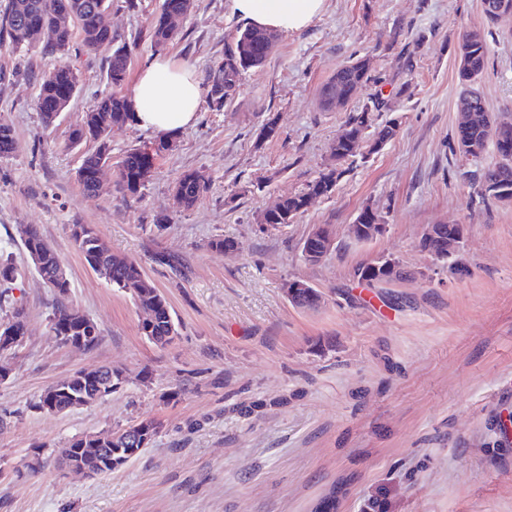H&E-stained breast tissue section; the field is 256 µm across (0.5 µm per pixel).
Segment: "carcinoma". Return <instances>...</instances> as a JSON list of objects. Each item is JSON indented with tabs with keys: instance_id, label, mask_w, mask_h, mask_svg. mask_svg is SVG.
I'll return each mask as SVG.
<instances>
[{
	"instance_id": "obj_1",
	"label": "carcinoma",
	"mask_w": 512,
	"mask_h": 512,
	"mask_svg": "<svg viewBox=\"0 0 512 512\" xmlns=\"http://www.w3.org/2000/svg\"><path fill=\"white\" fill-rule=\"evenodd\" d=\"M112 7V0H5L0 8V42L9 43L15 50L40 48L48 52L66 53L74 41V33L81 36L78 53L87 57L105 54L106 77L115 87L122 85L132 62L137 43L128 42L103 27L100 14ZM190 0H162L161 11L156 14L148 29L151 42L156 48L166 47L175 39L177 32L168 27L165 18L169 15L184 16ZM484 13L489 22L495 24L504 17L512 16V0H484ZM275 33L262 29L246 28L235 38L234 46L224 52V59L208 77V97L216 109L236 94L243 74L261 65L267 58V45ZM488 47L486 35L478 31H464L458 45V79L462 86L457 111L464 121L457 126V144L465 145L459 152L475 160L483 158L488 138L494 136L497 152L475 171L478 197L481 201L495 199L512 200V123H499L487 111L482 96L475 89L487 63ZM372 80L371 65L366 59H357L336 70L320 92L322 105L326 108L347 104L356 90ZM79 73L68 62L59 64L39 81L36 107L45 126L52 124L50 113L57 110L64 99L76 95ZM385 101L379 96L368 98L357 114L350 117L343 135L331 146L333 159L346 160L362 154L363 148L374 152L395 135V125H385L374 132L375 141L367 144L366 130L372 127L374 113L382 111ZM130 121L129 98L108 94L96 98L88 107L83 122L70 133V145L77 147L87 141L95 143L94 150L83 157L78 168L77 179L83 190L94 195L98 192L99 165L105 156L112 154L109 133L114 125H125ZM169 142L161 137L157 151L150 154L144 148H131L120 162L116 188L121 197L137 196L145 186L144 171L150 169L159 156V151ZM16 148L13 128L0 123V158L12 155ZM344 170L331 165L309 182L298 193L280 198L279 209L268 216L269 224H292L297 217L317 199L330 196L336 188ZM175 200L183 208L192 207L208 190V181L195 170L183 172L175 182ZM71 238L84 258L98 257L112 272L113 287L131 295L136 305L154 313L152 331L145 337L154 336L156 346L170 343L177 329L166 298L147 280L142 267L134 260L112 253L102 242L90 224H72ZM452 229L445 228L437 237L419 241L421 251L439 263L456 270L457 261L448 256V236ZM22 246L28 257H42L41 265L33 267L45 283L54 278V266L58 256L51 244L38 228L30 225L23 231ZM355 277L369 285L392 281L382 265L363 262L354 270ZM18 278V269L10 255L0 251V287L9 288ZM69 318L60 323L51 320L55 335L60 341L77 350H90L100 340L97 325L78 307L65 308ZM27 313L21 306L12 307L0 327L16 332L25 331ZM69 392L51 385L40 395L36 408L45 412L49 402L57 403L58 411L64 412L82 405L88 406L112 394L120 371L102 367L96 372L77 371L69 376ZM153 438L158 424L153 420L133 423L123 429L101 430L85 433L80 439L59 449L58 464L68 468L76 460L90 464L91 475L97 476L112 471L113 466L122 465L139 455L143 447L129 440L131 432Z\"/></svg>"
}]
</instances>
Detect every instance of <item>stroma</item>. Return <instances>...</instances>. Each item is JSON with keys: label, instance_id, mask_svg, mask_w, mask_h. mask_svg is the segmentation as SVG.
I'll use <instances>...</instances> for the list:
<instances>
[{"label": "stroma", "instance_id": "1", "mask_svg": "<svg viewBox=\"0 0 512 512\" xmlns=\"http://www.w3.org/2000/svg\"><path fill=\"white\" fill-rule=\"evenodd\" d=\"M137 3L114 0L110 14L113 33L137 43L124 84L111 88L102 57L78 60V92L48 127L36 79L61 55L0 44V121L16 137L0 159V250L21 271L8 295L27 312L26 340L0 383V512H512V435L499 430L512 416V202L481 203L470 179L477 161L452 151L463 31L485 32L478 88L488 112L512 122V17L489 23L482 0H326L306 29L278 35L223 109L203 103L138 198L116 193L117 165L156 136L113 128V164L89 197L76 171L94 145L70 146L69 134L96 96L131 95L160 53L206 82L245 27L230 0H192L160 52L146 35L159 0ZM356 58L369 59L372 81L347 105L322 108V85ZM377 93L387 108L374 123H396L394 138L346 162L335 191L294 224L259 231L257 214L332 164L336 136ZM270 119L278 134L267 140ZM187 170L209 189L184 209L172 187ZM367 206L386 230L359 242L348 228ZM440 221L465 225L469 274L421 252L423 229ZM28 224L63 263L66 299L23 253ZM73 224L94 225L113 253L141 265L178 325L170 344L143 336L137 305L87 265ZM318 225L331 226L336 245L309 265L301 244ZM218 237L237 251L212 249ZM161 253L178 265L159 263ZM381 255L411 278L359 283L356 266ZM297 278L320 292L316 308L288 302ZM62 303L97 325L96 347L60 343L50 319ZM104 365L123 377L105 401L36 409L50 385ZM256 401L254 414L238 413ZM141 420L159 431L125 465L94 477L57 468L72 438ZM36 455L41 470L25 475Z\"/></svg>", "mask_w": 512, "mask_h": 512}]
</instances>
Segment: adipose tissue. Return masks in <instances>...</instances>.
Segmentation results:
<instances>
[{
  "label": "adipose tissue",
  "instance_id": "adipose-tissue-1",
  "mask_svg": "<svg viewBox=\"0 0 512 512\" xmlns=\"http://www.w3.org/2000/svg\"><path fill=\"white\" fill-rule=\"evenodd\" d=\"M326 0H231L233 13L246 24L288 33L307 27ZM203 101L194 71L159 56L141 72L131 95V122L161 136L172 137L197 119Z\"/></svg>",
  "mask_w": 512,
  "mask_h": 512
}]
</instances>
